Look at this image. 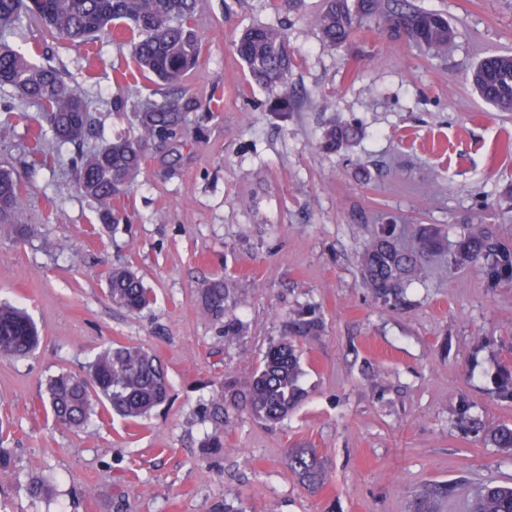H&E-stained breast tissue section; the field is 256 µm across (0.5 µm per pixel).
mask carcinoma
Listing matches in <instances>:
<instances>
[{
    "instance_id": "carcinoma-1",
    "label": "carcinoma",
    "mask_w": 512,
    "mask_h": 512,
    "mask_svg": "<svg viewBox=\"0 0 512 512\" xmlns=\"http://www.w3.org/2000/svg\"><path fill=\"white\" fill-rule=\"evenodd\" d=\"M197 0H0V40L28 18L39 22L51 36L87 43L105 32L110 23L121 22L119 33L132 45L138 71L172 87L158 99L133 103L112 101V109L135 114L136 134L121 135L92 153L78 151L70 164L84 195L96 202L104 227L122 219L119 205L140 173L143 147L150 141L174 140L183 132L187 114L196 109L180 82L199 60L201 39L192 19ZM372 22L385 24L388 33L413 43L431 54H440L454 39L455 31L440 13L409 0H326L316 18L323 44L347 46ZM238 58L250 78L274 94L273 108L288 112L293 98L290 77L294 58L283 28L256 25L245 29L234 43ZM479 97L499 112H512V53H492L480 59L470 76ZM8 86L35 104L58 147L75 144L91 131L89 103L68 86L62 72L51 65H36L7 45L0 44V88ZM360 136L352 124L330 123L323 130L321 149L335 153ZM0 200L16 210L22 201L14 172L0 165ZM437 232L419 229L411 248L394 241V228L382 224L364 245L360 274L372 295L385 302L404 305L407 290L419 279L432 252ZM456 264H475L493 283H512V244L484 224H467L453 253ZM112 304L139 312L154 297L137 274L119 266L106 276ZM236 283L218 277L200 289L205 315L221 325L224 336L236 338L246 324L235 314ZM324 325L313 311L302 312L288 322V333L271 345L259 367L248 377L243 402L259 423L273 426L288 417L304 400L299 386L302 374L298 343L318 336ZM39 342L33 320L19 307L0 302V357L31 354ZM170 395L167 372L149 351L112 342L96 354L85 375L60 373L49 379L42 405L63 426L82 431L92 418L112 414L136 421L165 403ZM201 414L224 416V387L213 391ZM291 467L305 484L318 485L322 469L314 452L297 448ZM470 512H512V488L487 486L474 499Z\"/></svg>"
}]
</instances>
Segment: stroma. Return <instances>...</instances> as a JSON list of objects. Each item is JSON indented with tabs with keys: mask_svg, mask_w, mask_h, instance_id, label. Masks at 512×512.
Instances as JSON below:
<instances>
[{
	"mask_svg": "<svg viewBox=\"0 0 512 512\" xmlns=\"http://www.w3.org/2000/svg\"><path fill=\"white\" fill-rule=\"evenodd\" d=\"M442 13L455 38L420 51L371 24L344 49L314 25L323 0L274 13L264 0H200L192 21L198 66L183 86L197 109L176 143L145 147L123 219L91 235L98 208L79 189L70 148L37 138V106L0 112V141L24 188L23 239L0 233V301L23 307L40 342L29 357L0 360V512H468L487 484L512 483V454L475 435L461 415L512 425L496 378L512 371V284L489 285L479 267L451 262L465 224L512 236V112H497L469 75L485 55L512 53V0H415ZM258 24L285 26L295 60L294 112H269L232 42ZM9 44L59 68L92 103L95 132L83 150L131 135L118 96L161 85L134 77L131 46L104 34L90 46L52 39L24 23ZM362 135L336 153L320 149L329 122ZM381 224L411 246L438 231L408 306L374 299L359 252ZM133 265L154 304L113 306L106 275ZM218 276L239 284L245 335L225 338L202 312L198 290ZM312 310L324 322L301 356L302 404L274 427L225 405L221 425L200 404L223 382L244 388L289 320ZM154 353L171 383L166 404L135 422L56 425L39 396L49 378L79 374L109 342ZM217 436L222 447L206 448ZM310 448L325 480L312 487L289 467ZM49 484L33 500L26 485Z\"/></svg>",
	"mask_w": 512,
	"mask_h": 512,
	"instance_id": "35a3bbf8",
	"label": "stroma"
}]
</instances>
